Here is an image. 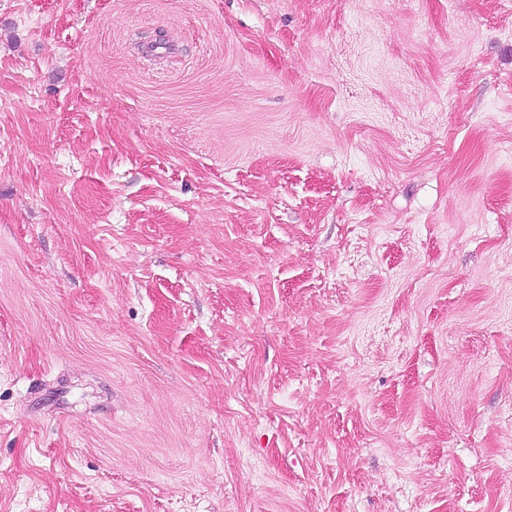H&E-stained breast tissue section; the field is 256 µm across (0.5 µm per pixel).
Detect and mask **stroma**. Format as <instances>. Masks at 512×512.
Instances as JSON below:
<instances>
[{
  "instance_id": "35a3bbf8",
  "label": "stroma",
  "mask_w": 512,
  "mask_h": 512,
  "mask_svg": "<svg viewBox=\"0 0 512 512\" xmlns=\"http://www.w3.org/2000/svg\"><path fill=\"white\" fill-rule=\"evenodd\" d=\"M0 512H512V0H0Z\"/></svg>"
}]
</instances>
